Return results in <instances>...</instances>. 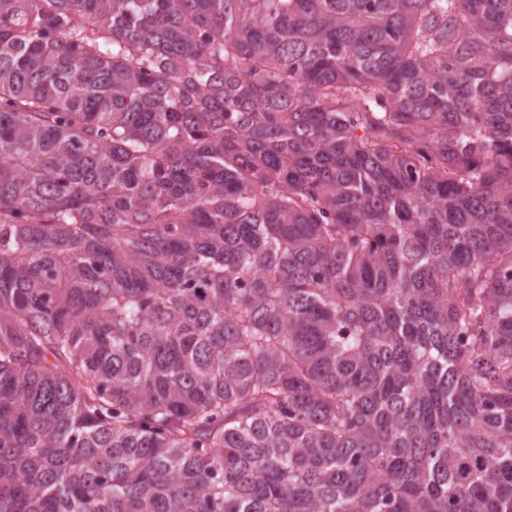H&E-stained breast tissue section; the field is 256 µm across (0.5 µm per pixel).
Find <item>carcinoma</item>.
Wrapping results in <instances>:
<instances>
[{
	"label": "carcinoma",
	"mask_w": 512,
	"mask_h": 512,
	"mask_svg": "<svg viewBox=\"0 0 512 512\" xmlns=\"http://www.w3.org/2000/svg\"><path fill=\"white\" fill-rule=\"evenodd\" d=\"M0 512H512V0H0Z\"/></svg>",
	"instance_id": "1"
}]
</instances>
